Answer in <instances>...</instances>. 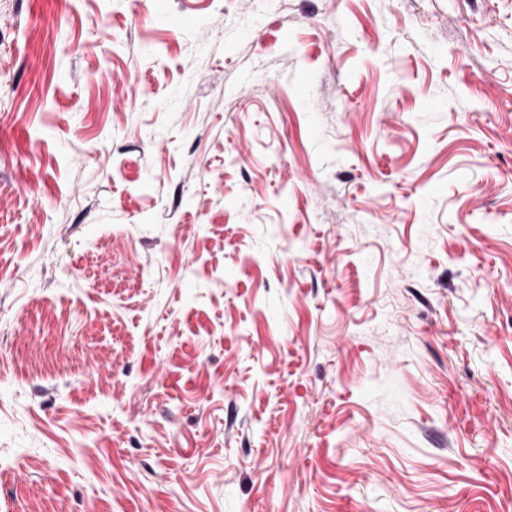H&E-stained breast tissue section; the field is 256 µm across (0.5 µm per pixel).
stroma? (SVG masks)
Listing matches in <instances>:
<instances>
[{"label": "stroma", "instance_id": "35a3bbf8", "mask_svg": "<svg viewBox=\"0 0 512 512\" xmlns=\"http://www.w3.org/2000/svg\"><path fill=\"white\" fill-rule=\"evenodd\" d=\"M0 0V512H512V0Z\"/></svg>", "mask_w": 512, "mask_h": 512}]
</instances>
